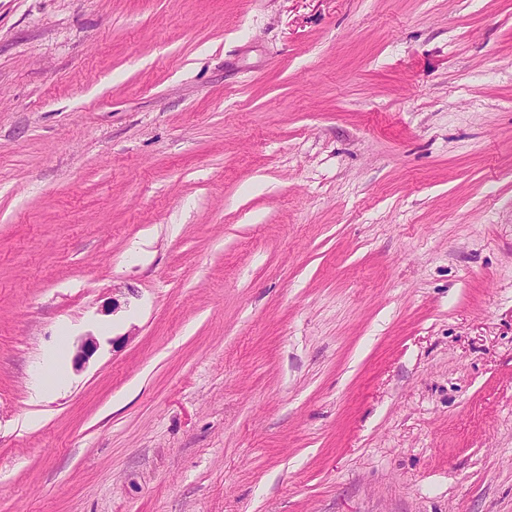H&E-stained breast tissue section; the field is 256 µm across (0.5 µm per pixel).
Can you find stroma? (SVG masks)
Returning a JSON list of instances; mask_svg holds the SVG:
<instances>
[{"instance_id": "1", "label": "stroma", "mask_w": 512, "mask_h": 512, "mask_svg": "<svg viewBox=\"0 0 512 512\" xmlns=\"http://www.w3.org/2000/svg\"><path fill=\"white\" fill-rule=\"evenodd\" d=\"M0 512H512V0H0Z\"/></svg>"}]
</instances>
